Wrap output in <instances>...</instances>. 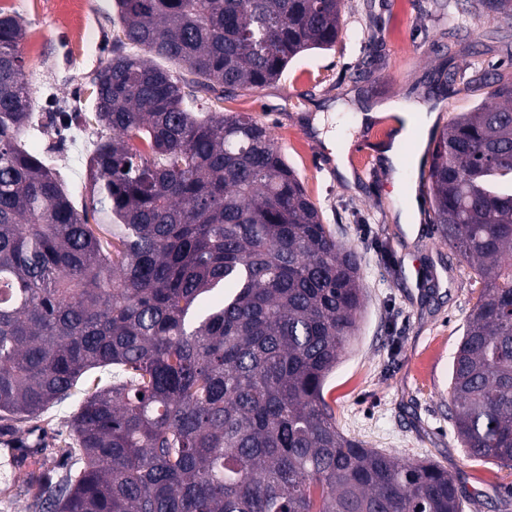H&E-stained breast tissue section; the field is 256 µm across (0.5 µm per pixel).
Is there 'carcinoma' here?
Listing matches in <instances>:
<instances>
[{
	"instance_id": "obj_1",
	"label": "carcinoma",
	"mask_w": 512,
	"mask_h": 512,
	"mask_svg": "<svg viewBox=\"0 0 512 512\" xmlns=\"http://www.w3.org/2000/svg\"><path fill=\"white\" fill-rule=\"evenodd\" d=\"M102 135L74 207L22 134L25 30L0 10V434L65 402L34 512H464L443 466L367 448L325 381L366 298L267 125L215 112L330 50L345 0H115ZM162 59L183 65L173 71ZM432 150L431 223L483 283L450 373L468 456L512 466V72Z\"/></svg>"
}]
</instances>
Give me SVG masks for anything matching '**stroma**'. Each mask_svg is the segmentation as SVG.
<instances>
[{
	"mask_svg": "<svg viewBox=\"0 0 512 512\" xmlns=\"http://www.w3.org/2000/svg\"><path fill=\"white\" fill-rule=\"evenodd\" d=\"M475 0H346L344 33L335 49L313 51L292 62L264 88L220 103L269 126L278 146L324 212L337 237L358 256L366 308L356 339L327 379L324 395L339 429L366 447L393 456L429 459L446 468L469 499L465 512H512V467L481 463L461 448L448 419L452 360L463 325L480 294L466 262L431 224L419 204L418 233L392 219L395 193L379 147L394 132L387 116L358 123L379 102H411L433 113L431 134L484 102L481 90L463 91L475 69L512 67L489 52L500 25L495 12L476 11ZM26 36L20 52L43 129L26 139L58 172L76 205L86 199V163L75 141L95 139L96 126L67 129L58 112H89L91 81L112 55L117 29L114 0H0ZM84 18L85 36L75 23ZM454 75L438 83L439 73ZM334 114V127L349 139L354 182L337 171L313 122ZM77 398L49 408L21 429L16 442L33 447L45 439L61 453Z\"/></svg>",
	"mask_w": 512,
	"mask_h": 512,
	"instance_id": "stroma-1",
	"label": "stroma"
}]
</instances>
